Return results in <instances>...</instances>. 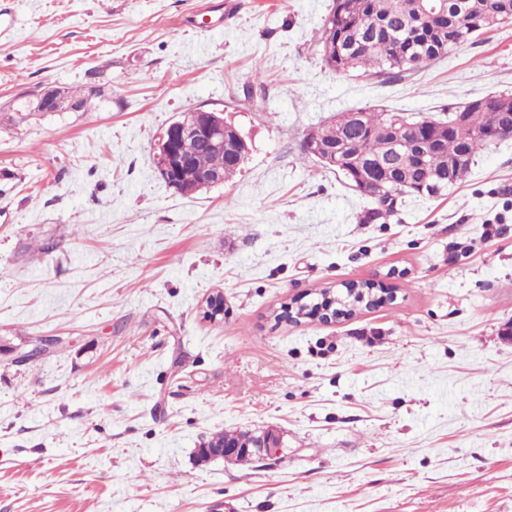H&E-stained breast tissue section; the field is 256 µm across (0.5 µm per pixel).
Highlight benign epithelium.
Returning <instances> with one entry per match:
<instances>
[{"instance_id":"benign-epithelium-1","label":"benign epithelium","mask_w":512,"mask_h":512,"mask_svg":"<svg viewBox=\"0 0 512 512\" xmlns=\"http://www.w3.org/2000/svg\"><path fill=\"white\" fill-rule=\"evenodd\" d=\"M71 108L73 104L61 99H55L49 95L37 96L36 111L38 112H58ZM195 112L198 116L196 124L187 126L175 120L170 123L158 143L157 160L160 163L162 176L172 187L175 186L178 172L190 163L191 155L186 150L187 144L204 143L220 154L228 149L230 127L224 123L223 112L202 107L195 109ZM307 147L320 162L334 163L335 153L326 149L318 139H308ZM60 343L59 337L52 336L41 338L25 349L0 344V354L12 355L14 361L23 363L47 354ZM282 448H284L283 437L273 430H268L258 435H251L246 444L230 436L225 440L223 447L212 450L209 455L220 458L227 464H236L243 457L257 460L276 457L282 452Z\"/></svg>"}]
</instances>
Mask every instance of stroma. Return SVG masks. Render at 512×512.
<instances>
[{"label":"stroma","mask_w":512,"mask_h":512,"mask_svg":"<svg viewBox=\"0 0 512 512\" xmlns=\"http://www.w3.org/2000/svg\"><path fill=\"white\" fill-rule=\"evenodd\" d=\"M13 0L0 36V512H512V137L388 219L303 150L337 113L512 94V23L388 80L328 70L333 0ZM77 112L12 114L32 90ZM195 107L248 144L186 195L156 144ZM385 303L291 323V299ZM222 293L224 313L202 305ZM279 431L280 459L198 450ZM61 343V339L57 336L45 337L39 339L35 344H31L29 348L21 349V347H13L0 344V354L14 355L15 362L23 363L39 358Z\"/></svg>","instance_id":"35a3bbf8"}]
</instances>
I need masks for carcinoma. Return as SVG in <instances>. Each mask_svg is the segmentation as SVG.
<instances>
[{
    "mask_svg": "<svg viewBox=\"0 0 512 512\" xmlns=\"http://www.w3.org/2000/svg\"><path fill=\"white\" fill-rule=\"evenodd\" d=\"M512 22V0H334L319 32L326 66L340 74L363 69L391 78L448 57L472 38ZM482 112L459 108L467 123L417 118L404 112L357 107L317 128L336 148L331 169L355 192L375 203L373 215L386 218L407 197L449 194L471 171L480 150L512 137V127L493 129V113L512 112V95H492ZM195 165L182 170L175 189L200 190L201 171L224 162V180L239 170L202 144Z\"/></svg>",
    "mask_w": 512,
    "mask_h": 512,
    "instance_id": "cac0c4a2",
    "label": "carcinoma"
}]
</instances>
